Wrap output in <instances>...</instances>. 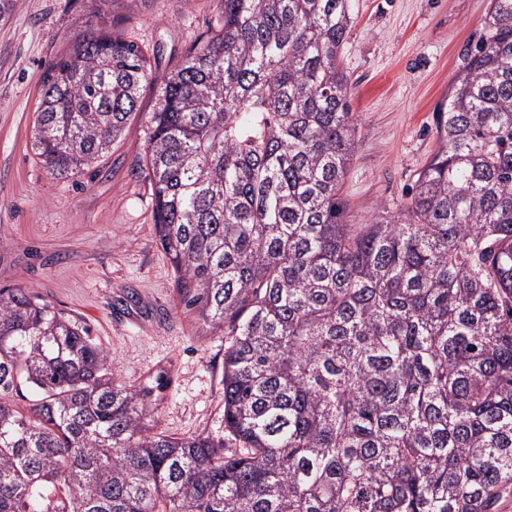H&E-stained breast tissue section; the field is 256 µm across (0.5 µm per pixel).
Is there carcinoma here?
<instances>
[{
  "label": "carcinoma",
  "mask_w": 512,
  "mask_h": 512,
  "mask_svg": "<svg viewBox=\"0 0 512 512\" xmlns=\"http://www.w3.org/2000/svg\"><path fill=\"white\" fill-rule=\"evenodd\" d=\"M165 76L90 28L33 146L66 179L158 84L142 149L180 304L224 347V431L152 424L86 327L0 288V512H494L512 485V0L439 108L405 211L344 224L351 0H213ZM30 389L27 410L10 394Z\"/></svg>",
  "instance_id": "carcinoma-1"
}]
</instances>
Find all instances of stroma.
Segmentation results:
<instances>
[{
  "label": "stroma",
  "instance_id": "1",
  "mask_svg": "<svg viewBox=\"0 0 512 512\" xmlns=\"http://www.w3.org/2000/svg\"><path fill=\"white\" fill-rule=\"evenodd\" d=\"M342 49L356 144L339 198L343 220L399 215L439 145L436 110L482 33L490 0H352ZM89 0H17L0 21V288H30L85 326L119 381L158 371L169 385L157 430L182 437L224 429V344L180 306L158 244L151 187L140 171L155 87L99 165L52 177L32 149L46 71L88 25ZM114 15L161 77L213 18V0H126Z\"/></svg>",
  "mask_w": 512,
  "mask_h": 512
}]
</instances>
